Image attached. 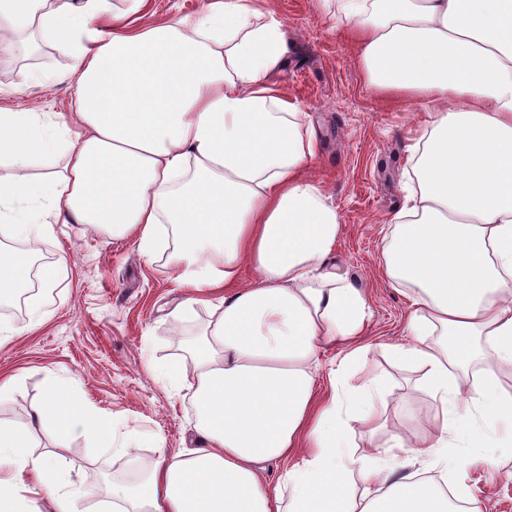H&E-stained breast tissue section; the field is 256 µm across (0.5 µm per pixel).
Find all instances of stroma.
<instances>
[{"instance_id":"obj_1","label":"stroma","mask_w":512,"mask_h":512,"mask_svg":"<svg viewBox=\"0 0 512 512\" xmlns=\"http://www.w3.org/2000/svg\"><path fill=\"white\" fill-rule=\"evenodd\" d=\"M269 2L285 22L289 46L273 80L300 103L318 134L317 154L304 177L322 187L336 207L342 221L336 257L372 305L360 339L363 354L349 371L358 379H379L388 404L386 424L371 434L354 426L349 450L359 456L387 447L395 435L411 442L439 434V405L426 390L422 371L390 355L391 346L405 341L410 291L391 287L379 268L393 229L390 219L405 205L408 147L430 125L431 110L369 88L336 0ZM44 73L51 81L35 83ZM19 86L26 89L21 100L28 107L66 111L72 95L66 58L49 50L32 62L0 55L1 107L15 106ZM38 246L44 265L61 256L69 265L56 288L43 295L37 328L28 329V313H0V324L16 330L0 342V378H17L15 392L0 400V422L24 421L49 379L69 382L81 402L111 421L115 438H134V448L115 455L92 436L63 442L43 429L35 435L33 452L53 455L65 481L86 489L74 504L76 512H107L112 495L99 488L101 478L128 481L130 464L151 462L161 450L174 456L190 444L196 420L192 391L164 384L156 368L179 358L183 340L201 331L207 311L199 305L190 316L171 315L185 290L166 254L144 262L134 238L59 223ZM433 475L459 497L476 499L480 512H512L511 458L491 470L478 461L460 465L452 454L447 470Z\"/></svg>"}]
</instances>
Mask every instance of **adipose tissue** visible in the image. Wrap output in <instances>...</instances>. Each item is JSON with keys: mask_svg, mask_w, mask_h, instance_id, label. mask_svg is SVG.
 Instances as JSON below:
<instances>
[{"mask_svg": "<svg viewBox=\"0 0 512 512\" xmlns=\"http://www.w3.org/2000/svg\"><path fill=\"white\" fill-rule=\"evenodd\" d=\"M124 2L0 0V50L37 33L75 79L70 113L0 108V239L36 240L62 220L134 237L150 261L169 232L189 290L180 311L209 310L187 361L161 370L175 386L193 379L192 445L113 485V512H457L414 466H447L452 440L491 466L512 457V395L498 386L512 365V0H339L370 88L433 108L383 260L390 284L412 291L407 341L391 353L423 370L452 423L395 441L388 457L346 449L353 425L383 426L387 404L379 381L348 378L371 303L334 257L339 214L301 177L317 135L272 81L288 53L282 21L268 0H207L146 25L149 0ZM66 263L35 274L28 252L0 249V299L34 277L55 287ZM328 347L343 357L321 402L314 372ZM478 356L470 390L462 374ZM48 427L128 451L50 381L26 421L0 424V512H28L27 479L52 512L83 495L61 491L51 458L31 453ZM277 461L290 467L271 492Z\"/></svg>", "mask_w": 512, "mask_h": 512, "instance_id": "1", "label": "adipose tissue"}]
</instances>
